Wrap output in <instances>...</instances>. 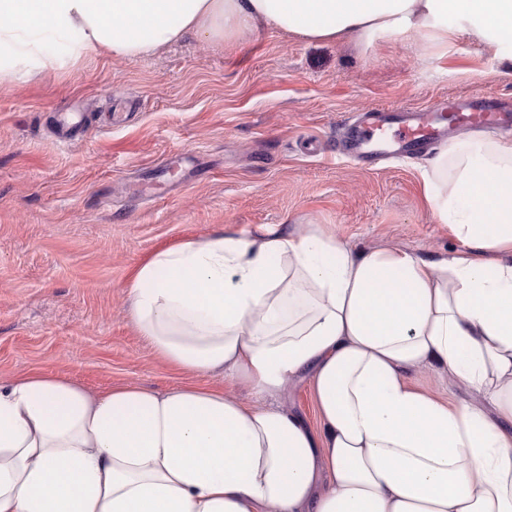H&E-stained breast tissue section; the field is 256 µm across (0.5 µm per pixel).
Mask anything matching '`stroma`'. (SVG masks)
Masks as SVG:
<instances>
[{
  "mask_svg": "<svg viewBox=\"0 0 512 512\" xmlns=\"http://www.w3.org/2000/svg\"><path fill=\"white\" fill-rule=\"evenodd\" d=\"M483 93L512 97V70L462 37L369 45L265 26L236 45L92 54L0 86V375L183 383L131 324L127 289L147 257L186 239L327 224L357 250H461L428 212L426 158L366 171L309 141L366 107Z\"/></svg>",
  "mask_w": 512,
  "mask_h": 512,
  "instance_id": "stroma-1",
  "label": "stroma"
}]
</instances>
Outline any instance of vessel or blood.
I'll return each instance as SVG.
<instances>
[{
  "label": "vessel or blood",
  "instance_id": "vessel-or-blood-1",
  "mask_svg": "<svg viewBox=\"0 0 512 512\" xmlns=\"http://www.w3.org/2000/svg\"><path fill=\"white\" fill-rule=\"evenodd\" d=\"M512 126V109L498 96L444 99L440 107H370L355 113L336 134L337 154L370 170L382 160L413 159L446 141L450 130Z\"/></svg>",
  "mask_w": 512,
  "mask_h": 512
}]
</instances>
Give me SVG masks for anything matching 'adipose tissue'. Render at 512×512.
I'll list each match as a JSON object with an SVG mask.
<instances>
[{
  "instance_id": "ef3b65f1",
  "label": "adipose tissue",
  "mask_w": 512,
  "mask_h": 512,
  "mask_svg": "<svg viewBox=\"0 0 512 512\" xmlns=\"http://www.w3.org/2000/svg\"><path fill=\"white\" fill-rule=\"evenodd\" d=\"M261 22L314 41L464 34L512 68V0H0V86L91 53L239 42ZM49 39L67 54L45 53ZM422 179L464 251H357L305 224L150 255L129 317L190 383L0 376V512H512V141L469 135ZM428 369L473 400L415 388ZM219 373L230 386L209 384ZM301 379L315 427L279 403Z\"/></svg>"
}]
</instances>
